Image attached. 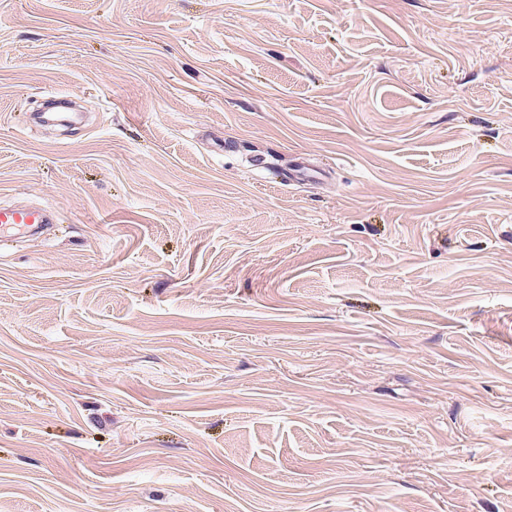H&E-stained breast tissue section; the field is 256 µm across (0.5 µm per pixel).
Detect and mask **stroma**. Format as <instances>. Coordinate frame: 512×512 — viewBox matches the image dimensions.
Returning a JSON list of instances; mask_svg holds the SVG:
<instances>
[{
    "mask_svg": "<svg viewBox=\"0 0 512 512\" xmlns=\"http://www.w3.org/2000/svg\"><path fill=\"white\" fill-rule=\"evenodd\" d=\"M14 203L0 512H512V0H0ZM50 214L42 209H27L18 207H0V232L12 230L39 229V225L49 224Z\"/></svg>",
    "mask_w": 512,
    "mask_h": 512,
    "instance_id": "1",
    "label": "stroma"
}]
</instances>
